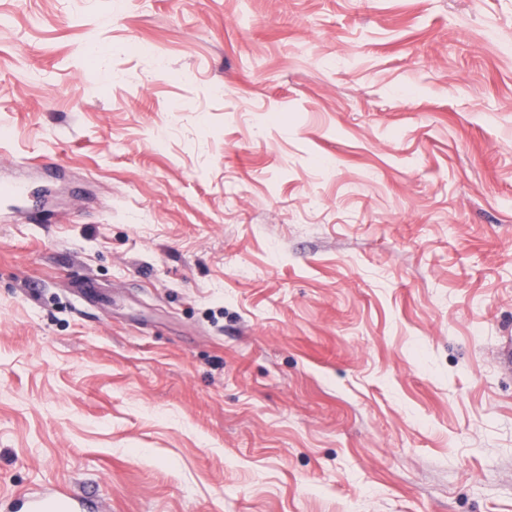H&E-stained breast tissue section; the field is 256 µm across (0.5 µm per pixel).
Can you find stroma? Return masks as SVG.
Instances as JSON below:
<instances>
[{"mask_svg":"<svg viewBox=\"0 0 512 512\" xmlns=\"http://www.w3.org/2000/svg\"><path fill=\"white\" fill-rule=\"evenodd\" d=\"M0 512H512V0H0ZM85 497L59 485L47 484L36 492L23 496L18 512H105Z\"/></svg>","mask_w":512,"mask_h":512,"instance_id":"1","label":"stroma"}]
</instances>
